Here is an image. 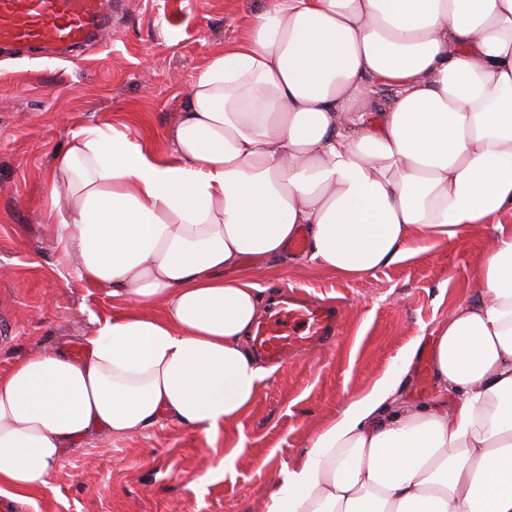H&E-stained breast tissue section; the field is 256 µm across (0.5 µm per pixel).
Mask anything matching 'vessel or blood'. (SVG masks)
Instances as JSON below:
<instances>
[{"label": "vessel or blood", "mask_w": 512, "mask_h": 512, "mask_svg": "<svg viewBox=\"0 0 512 512\" xmlns=\"http://www.w3.org/2000/svg\"><path fill=\"white\" fill-rule=\"evenodd\" d=\"M116 7L115 0H0V46L60 50L90 43ZM340 325V305L289 289L255 326L253 346L269 363H282L326 346Z\"/></svg>", "instance_id": "obj_1"}]
</instances>
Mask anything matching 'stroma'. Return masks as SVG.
Masks as SVG:
<instances>
[{"label": "stroma", "instance_id": "35a3bbf8", "mask_svg": "<svg viewBox=\"0 0 512 512\" xmlns=\"http://www.w3.org/2000/svg\"><path fill=\"white\" fill-rule=\"evenodd\" d=\"M267 0H122L110 28L65 55L0 51V370L30 353L81 347L111 298L72 281L45 222V178L72 131L130 125L161 138L183 112L196 75ZM496 226L476 224L417 261L340 279L307 263L283 264L269 288H301L343 309L324 348L267 378L227 442L167 423L115 441L96 433L57 466L53 488L11 512H262L284 463L367 393L413 341L420 352L405 397H435L430 349L439 321L476 300L478 270ZM243 448L231 467L227 444Z\"/></svg>", "mask_w": 512, "mask_h": 512}]
</instances>
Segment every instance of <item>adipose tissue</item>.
I'll use <instances>...</instances> for the list:
<instances>
[{
    "label": "adipose tissue",
    "instance_id": "adipose-tissue-1",
    "mask_svg": "<svg viewBox=\"0 0 512 512\" xmlns=\"http://www.w3.org/2000/svg\"><path fill=\"white\" fill-rule=\"evenodd\" d=\"M46 220L82 284L112 299L81 355L0 372V495L51 489L98 431L171 421L216 445L272 369L248 344L264 289L305 232L349 279L512 213V0H268L198 73L162 145L85 125L56 155ZM480 297L439 324V385L388 377L285 465L264 512H512V230Z\"/></svg>",
    "mask_w": 512,
    "mask_h": 512
}]
</instances>
